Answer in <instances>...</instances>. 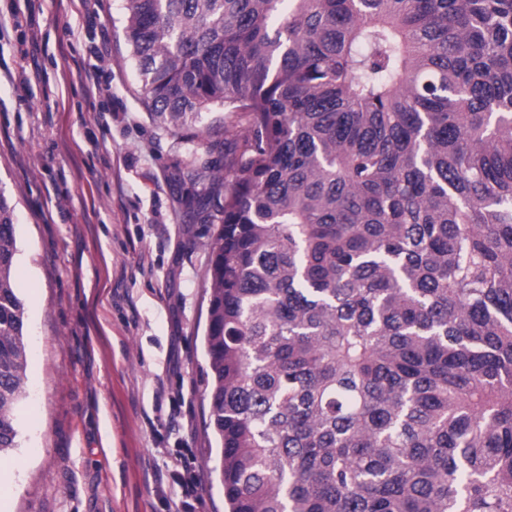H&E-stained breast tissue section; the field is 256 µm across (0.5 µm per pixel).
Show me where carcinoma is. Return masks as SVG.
I'll use <instances>...</instances> for the list:
<instances>
[{
    "label": "carcinoma",
    "instance_id": "cac0c4a2",
    "mask_svg": "<svg viewBox=\"0 0 512 512\" xmlns=\"http://www.w3.org/2000/svg\"><path fill=\"white\" fill-rule=\"evenodd\" d=\"M218 225L205 332L228 512H512V0H127ZM224 149V175L209 156ZM0 194V453L26 372Z\"/></svg>",
    "mask_w": 512,
    "mask_h": 512
}]
</instances>
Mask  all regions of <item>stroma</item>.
Wrapping results in <instances>:
<instances>
[{
  "label": "stroma",
  "instance_id": "1",
  "mask_svg": "<svg viewBox=\"0 0 512 512\" xmlns=\"http://www.w3.org/2000/svg\"><path fill=\"white\" fill-rule=\"evenodd\" d=\"M126 5L49 0L19 27L25 0H0V193L14 207L27 330L0 512H177L179 459L202 476L195 512H224L203 399L217 227L195 216L199 188L178 175L194 143L162 131L140 95ZM103 33L112 80L89 96L80 74Z\"/></svg>",
  "mask_w": 512,
  "mask_h": 512
}]
</instances>
